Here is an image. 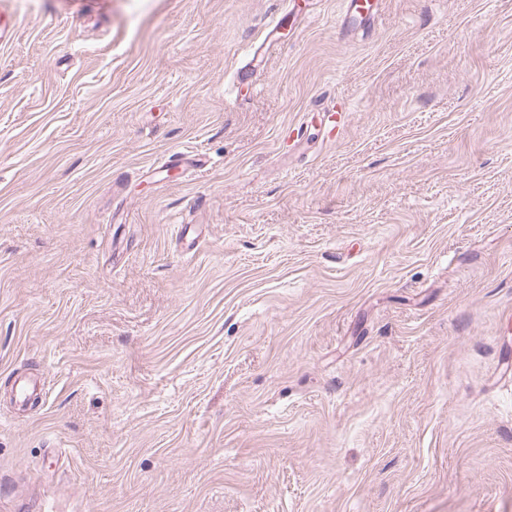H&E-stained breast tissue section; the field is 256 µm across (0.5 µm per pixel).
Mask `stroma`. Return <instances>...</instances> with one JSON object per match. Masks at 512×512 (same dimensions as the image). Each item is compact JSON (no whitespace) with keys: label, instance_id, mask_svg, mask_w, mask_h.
I'll return each instance as SVG.
<instances>
[{"label":"stroma","instance_id":"obj_1","mask_svg":"<svg viewBox=\"0 0 512 512\" xmlns=\"http://www.w3.org/2000/svg\"><path fill=\"white\" fill-rule=\"evenodd\" d=\"M12 4L0 512H512V0Z\"/></svg>","mask_w":512,"mask_h":512}]
</instances>
